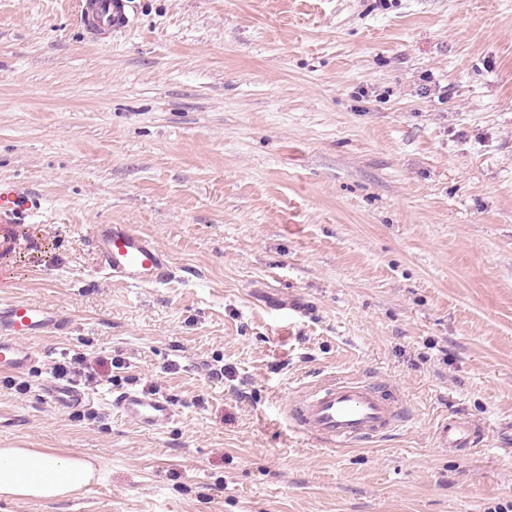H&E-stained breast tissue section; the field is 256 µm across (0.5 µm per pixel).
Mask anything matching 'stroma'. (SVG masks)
Masks as SVG:
<instances>
[{
    "label": "stroma",
    "instance_id": "1",
    "mask_svg": "<svg viewBox=\"0 0 512 512\" xmlns=\"http://www.w3.org/2000/svg\"><path fill=\"white\" fill-rule=\"evenodd\" d=\"M0 0V182L36 194L0 303L58 308L36 367L0 376V448L102 481L0 512H512V0ZM94 224L175 277L106 280ZM103 361L89 405L40 397ZM398 390L395 435L291 430L301 384ZM167 397L148 434L112 392ZM459 416L485 446L439 447ZM99 22L107 27L125 26V0H87ZM72 362H69V365L59 364L54 369L55 372L62 377L72 374L73 376H79L80 378H84L86 384H95L98 385L100 383V379L96 376V373L89 371V368L86 364V361L81 357H76L71 359Z\"/></svg>",
    "mask_w": 512,
    "mask_h": 512
}]
</instances>
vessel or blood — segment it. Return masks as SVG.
Here are the masks:
<instances>
[{
	"label": "vessel or blood",
	"mask_w": 512,
	"mask_h": 512,
	"mask_svg": "<svg viewBox=\"0 0 512 512\" xmlns=\"http://www.w3.org/2000/svg\"><path fill=\"white\" fill-rule=\"evenodd\" d=\"M99 22L107 27L126 23L125 0H89ZM41 208L38 197L10 183H0V250L12 245L11 229L32 223ZM99 267L104 276L128 286H156L168 281L174 266L148 235L125 224H96L91 229ZM66 326L55 307L43 302L11 301L0 304V373L22 375L38 357L27 347L30 339L45 337ZM53 406L77 409L87 395L68 383L45 387ZM112 409L147 432L159 431L176 419L170 401L135 389L112 397ZM398 398L374 383L354 378L329 377L304 387L287 407L290 428L314 437L327 448H346L386 436L405 421ZM480 428L467 421L442 423L439 439L445 448H468L482 440Z\"/></svg>",
	"instance_id": "b4317fda"
}]
</instances>
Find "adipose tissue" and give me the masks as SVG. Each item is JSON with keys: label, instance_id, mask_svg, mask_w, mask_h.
Returning <instances> with one entry per match:
<instances>
[{"label": "adipose tissue", "instance_id": "1", "mask_svg": "<svg viewBox=\"0 0 512 512\" xmlns=\"http://www.w3.org/2000/svg\"><path fill=\"white\" fill-rule=\"evenodd\" d=\"M103 477V470L84 457L34 448H0V496L58 499Z\"/></svg>", "mask_w": 512, "mask_h": 512}]
</instances>
